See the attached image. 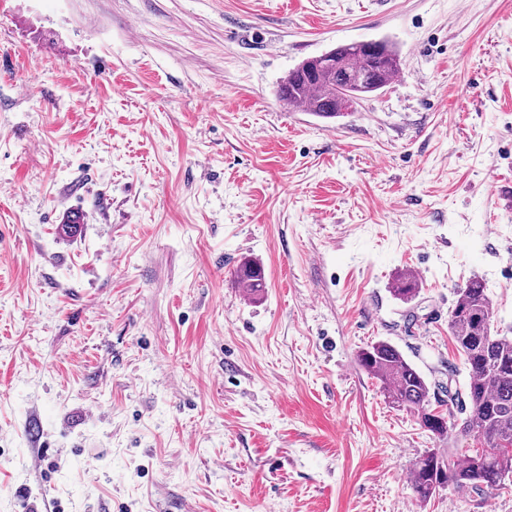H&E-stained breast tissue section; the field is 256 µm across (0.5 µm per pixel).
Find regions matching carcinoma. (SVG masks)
Segmentation results:
<instances>
[{
  "mask_svg": "<svg viewBox=\"0 0 512 512\" xmlns=\"http://www.w3.org/2000/svg\"><path fill=\"white\" fill-rule=\"evenodd\" d=\"M399 67L398 51L388 41L377 42L370 51L352 43L340 45L329 72L301 65L291 70L281 84L279 98L317 117H338L357 100L387 86ZM358 72L369 73V80L350 86L348 97H343L346 78ZM237 279L253 295L265 287L263 271L250 262L239 267ZM416 292L415 280L407 275L393 288L394 295L403 300ZM493 318L492 301L481 281L471 280L458 290L448 329L468 366V414L460 424L430 408V384L395 345L377 341L358 355L359 366L380 382L388 399L418 412L424 429L443 436L457 428L480 443L461 457L447 458L436 452L421 456L413 465L411 486L422 501L450 482L462 489L497 490L504 485L503 473L512 472V336L495 330Z\"/></svg>",
  "mask_w": 512,
  "mask_h": 512,
  "instance_id": "carcinoma-1",
  "label": "carcinoma"
}]
</instances>
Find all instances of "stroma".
<instances>
[{"instance_id":"stroma-1","label":"stroma","mask_w":512,"mask_h":512,"mask_svg":"<svg viewBox=\"0 0 512 512\" xmlns=\"http://www.w3.org/2000/svg\"><path fill=\"white\" fill-rule=\"evenodd\" d=\"M381 39L344 116L278 99ZM474 277L512 332V0H0V512H512L417 499L469 442L357 363L465 391ZM237 279L244 288H250L251 295H255L265 288L264 273L260 267L250 263H243L237 270ZM358 364L380 382L392 403L416 410L422 427L433 435L444 436L458 427L445 413L430 409V384L395 345L387 341L370 344L359 353Z\"/></svg>"}]
</instances>
